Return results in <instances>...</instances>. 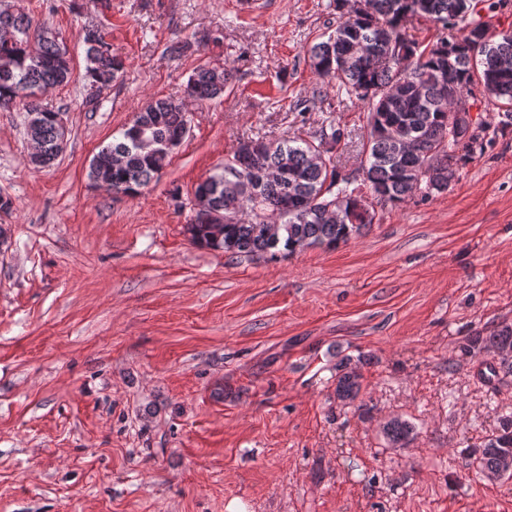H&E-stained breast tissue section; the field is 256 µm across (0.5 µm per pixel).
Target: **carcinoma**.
<instances>
[{
    "label": "carcinoma",
    "mask_w": 512,
    "mask_h": 512,
    "mask_svg": "<svg viewBox=\"0 0 512 512\" xmlns=\"http://www.w3.org/2000/svg\"><path fill=\"white\" fill-rule=\"evenodd\" d=\"M503 0H331L336 27L327 39L306 49L310 68L336 81L338 91L367 112L365 160L348 171L338 150L345 130L329 123L319 137L278 141L241 140L224 158L221 170L194 190V204L223 215L221 223L191 220L185 231L200 248L232 257H290L311 247L335 249L348 244L373 223L375 206H398L419 193L429 197L451 187L461 169L484 152L496 134L512 128V32L490 34L485 17ZM428 17L456 27L460 37L426 44L407 34L404 22ZM86 46V87L103 88L122 76L125 60L96 27L80 34ZM71 59L50 28L22 10L0 8V109L25 106V133L36 147L33 165L46 168L60 153V128L53 111L37 102L38 92L69 82ZM226 67L199 65L187 94L218 98L232 88ZM500 102L497 121L462 119L448 127V113L470 111L474 91ZM144 127L152 144L136 141ZM188 129L183 104L172 98L148 102L116 142L91 160L89 176L107 191L135 196L157 178ZM370 196H365L362 187ZM466 353L483 350L501 357L487 365L490 380L499 370L512 372V325L491 336H472ZM361 375L344 367L336 375V398L355 401ZM388 440L404 445L409 423L394 418L384 426ZM512 453V416L469 454L468 466L493 472Z\"/></svg>",
    "instance_id": "cac0c4a2"
}]
</instances>
